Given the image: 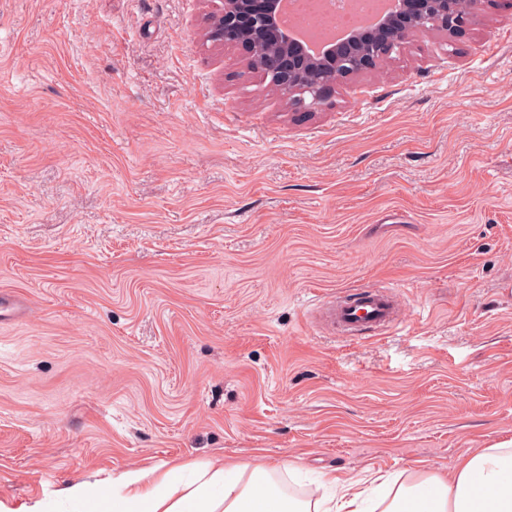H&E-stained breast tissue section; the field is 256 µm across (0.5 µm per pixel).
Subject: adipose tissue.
I'll return each instance as SVG.
<instances>
[{
	"label": "adipose tissue",
	"instance_id": "obj_1",
	"mask_svg": "<svg viewBox=\"0 0 512 512\" xmlns=\"http://www.w3.org/2000/svg\"><path fill=\"white\" fill-rule=\"evenodd\" d=\"M277 471L260 462L229 468L220 458L191 480L181 466L124 471L106 485L69 482L51 501L0 502V512H512V440L467 450L446 475L386 479L374 498L341 486L327 509L282 491Z\"/></svg>",
	"mask_w": 512,
	"mask_h": 512
}]
</instances>
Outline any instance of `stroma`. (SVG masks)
Instances as JSON below:
<instances>
[{
    "label": "stroma",
    "mask_w": 512,
    "mask_h": 512,
    "mask_svg": "<svg viewBox=\"0 0 512 512\" xmlns=\"http://www.w3.org/2000/svg\"><path fill=\"white\" fill-rule=\"evenodd\" d=\"M215 0H0V500L165 462L450 473L512 439V0L296 110ZM393 287L344 338L322 298Z\"/></svg>",
    "instance_id": "1"
}]
</instances>
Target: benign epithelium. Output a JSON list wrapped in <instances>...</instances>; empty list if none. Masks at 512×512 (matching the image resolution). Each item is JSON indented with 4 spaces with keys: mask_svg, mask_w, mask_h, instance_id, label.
<instances>
[{
    "mask_svg": "<svg viewBox=\"0 0 512 512\" xmlns=\"http://www.w3.org/2000/svg\"><path fill=\"white\" fill-rule=\"evenodd\" d=\"M390 2L372 24L337 38L315 57L283 23L282 0H224L216 45L246 50L247 63L273 75L293 105L310 108L323 103L325 89L335 82L375 69L418 37L433 32L455 37L479 17L485 0H473L466 13L456 11L452 0Z\"/></svg>",
    "mask_w": 512,
    "mask_h": 512,
    "instance_id": "benign-epithelium-1",
    "label": "benign epithelium"
}]
</instances>
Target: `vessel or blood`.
Listing matches in <instances>:
<instances>
[{"mask_svg": "<svg viewBox=\"0 0 512 512\" xmlns=\"http://www.w3.org/2000/svg\"><path fill=\"white\" fill-rule=\"evenodd\" d=\"M337 328L350 336L360 335L365 329L388 327L399 318V296L390 289L368 288L356 297H337L328 309Z\"/></svg>", "mask_w": 512, "mask_h": 512, "instance_id": "obj_1", "label": "vessel or blood"}]
</instances>
